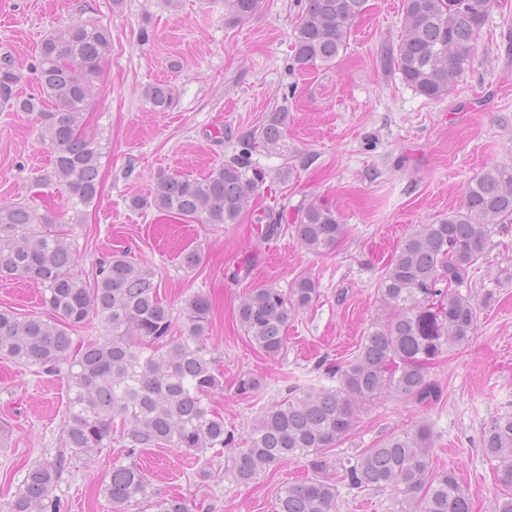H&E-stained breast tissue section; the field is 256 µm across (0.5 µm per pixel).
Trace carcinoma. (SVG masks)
Returning <instances> with one entry per match:
<instances>
[{
	"instance_id": "1",
	"label": "carcinoma",
	"mask_w": 512,
	"mask_h": 512,
	"mask_svg": "<svg viewBox=\"0 0 512 512\" xmlns=\"http://www.w3.org/2000/svg\"><path fill=\"white\" fill-rule=\"evenodd\" d=\"M367 0H305L293 28L291 69L333 65L345 49ZM488 0H404L402 36L393 53L401 81L431 100L450 91L470 66L474 41L485 25ZM262 0H224L225 16L243 21ZM112 47V32L77 19L38 47L33 71L39 96L17 94L19 74L9 58L0 61V102L35 115L40 141L51 151V167L40 180L56 184L75 217L99 195L103 147L82 134L84 113L93 104L95 81ZM146 99L168 109L173 90L153 84ZM53 108H45L46 103ZM288 113L276 109L202 179L163 176L149 196H133L134 209L152 208L195 224H235L266 173L252 163L262 148L288 153ZM265 234L292 223L300 245L321 255L336 248L344 225L330 206L310 202L293 218L288 207L265 213ZM512 224V167L484 169L464 190L463 204L433 224H421L385 266L377 288L380 315L371 323L354 359L333 368L334 389H289L288 399L265 408L246 438L224 433V418L209 400L224 389L215 358L202 343L212 322L211 298L197 292L184 300L180 335H171L173 311L159 296L155 272L124 254L99 261L92 278L76 270L79 249L58 217L23 203H0V278H23L42 286L51 317L17 316L0 310V358L35 366L45 374L68 367V411L64 449L30 467L7 512H61L53 489L66 467L65 449L88 458L112 442L115 422L123 427L127 464H114L102 492L130 512L147 501L154 512H189L177 498H155L136 456L164 445L188 453L207 448L235 450L233 477L242 483L289 457L307 460L312 476L286 485L279 512H336L337 485L325 456L349 436L359 407L392 394L419 404L439 397L428 370L445 352L470 343L477 306L461 287L483 258L497 226ZM318 283L300 276L288 291L274 286L250 290L238 307L244 335L270 357L286 347L288 321L313 306ZM88 332L71 353L72 332ZM254 375L236 381V392L253 395ZM486 454L497 461L496 479L505 491L495 512H512V414L493 419L481 436ZM434 439L419 422L391 431L341 464L354 489L391 490L402 512H473V502L453 469L432 466Z\"/></svg>"
}]
</instances>
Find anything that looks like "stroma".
Segmentation results:
<instances>
[{
    "instance_id": "obj_1",
    "label": "stroma",
    "mask_w": 512,
    "mask_h": 512,
    "mask_svg": "<svg viewBox=\"0 0 512 512\" xmlns=\"http://www.w3.org/2000/svg\"><path fill=\"white\" fill-rule=\"evenodd\" d=\"M303 5L264 0L260 14L231 23L223 0H124L119 9L112 0H0V57L11 58L24 95L38 91L32 65L45 35L77 17L110 27L112 49L85 114L84 131L101 141L104 155L100 200L73 226L79 268L91 274L107 254L124 251L155 271L174 309L198 291L212 298L204 343L224 390L211 405L238 439L288 387L335 386L324 368L355 357L378 314L382 269L404 238L460 207L482 170L512 166V0H497L469 68L439 100L415 93L389 62L401 37L402 0H368L336 64L290 72L293 20ZM155 83L174 90L167 111H155L143 94ZM277 106L288 109V154L253 153L269 189L249 201L238 223L190 224L131 208V197L147 195L159 176H206ZM49 162L33 117L0 105V201L60 203L57 187L38 181ZM286 163L295 175L283 184L277 172ZM310 199L336 209L345 226L334 251L307 252L289 228L263 236L262 210ZM192 249L202 262L190 270L181 253ZM302 275L317 281L320 296L290 321L283 354L265 356L244 336L238 307L250 288L286 289ZM468 286L478 304L476 333L431 368L438 401L423 406L387 395L365 405L331 454H352L394 429L426 422L434 466L456 470L474 512H495L503 491L481 435L512 413V224L493 235ZM41 292L25 280H0V310L46 315ZM245 374L262 382L249 398L235 393ZM67 387L65 373L0 359V512L27 469L62 448ZM122 454L116 441L95 457L71 456L53 491L66 512H114L99 487ZM139 462L154 495L184 498L191 512H276L281 487L309 475L296 458L241 483L231 474L230 451L216 448L192 454L152 447ZM337 489L338 512H400L390 490L344 482Z\"/></svg>"
}]
</instances>
